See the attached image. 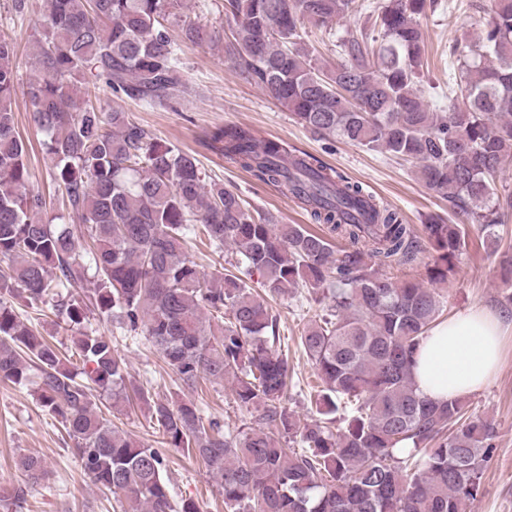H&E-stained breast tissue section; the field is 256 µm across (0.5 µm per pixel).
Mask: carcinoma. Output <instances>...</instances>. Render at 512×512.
<instances>
[{
	"instance_id": "carcinoma-1",
	"label": "carcinoma",
	"mask_w": 512,
	"mask_h": 512,
	"mask_svg": "<svg viewBox=\"0 0 512 512\" xmlns=\"http://www.w3.org/2000/svg\"><path fill=\"white\" fill-rule=\"evenodd\" d=\"M427 0H224L236 25L227 53L305 128L415 164L425 186L448 198L454 221L430 216L423 235L400 212L321 159L249 128L213 131L208 145L259 182L305 205L345 237L328 240L300 224L254 216L239 195L205 184L194 154L158 142L128 113L79 102L78 85L102 83L146 104L188 91L172 28L209 39L183 21L184 0H43L30 84L33 120L45 132L53 181L76 224H46L43 196L28 189V147L15 126L14 44L0 37V382L25 386L37 372L41 406L64 429L84 473L120 494L125 512H200L174 507L164 453L112 424L94 401L147 412L166 437L219 481L225 512H464L480 493L495 449L494 424L468 414L464 397L417 393L414 355L443 322L445 287L476 224L496 252L512 191L498 189L512 159V0H492L474 44L449 50L451 112L422 96ZM367 15L338 40L342 60L319 66L297 45L308 27ZM207 236L231 269L204 276L187 243ZM83 238L88 247L80 250ZM437 253L430 286L383 271ZM94 287L74 291L85 274ZM305 286L329 303L308 320L300 344L322 387L320 418L300 424L283 406L288 357L279 352L268 300ZM46 306L75 329L72 351L18 319L13 303ZM118 318L156 346L185 385L232 379L234 401L254 423L225 430L191 401L175 402L128 381L112 339L89 313ZM297 443L300 449L286 447ZM34 485L44 460L22 455ZM23 485L0 488V508L22 507Z\"/></svg>"
}]
</instances>
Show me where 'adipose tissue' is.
<instances>
[{
    "instance_id": "ef3b65f1",
    "label": "adipose tissue",
    "mask_w": 512,
    "mask_h": 512,
    "mask_svg": "<svg viewBox=\"0 0 512 512\" xmlns=\"http://www.w3.org/2000/svg\"><path fill=\"white\" fill-rule=\"evenodd\" d=\"M503 333V317L483 306L467 307L448 318L415 356L418 393L442 401L486 386L500 363Z\"/></svg>"
}]
</instances>
